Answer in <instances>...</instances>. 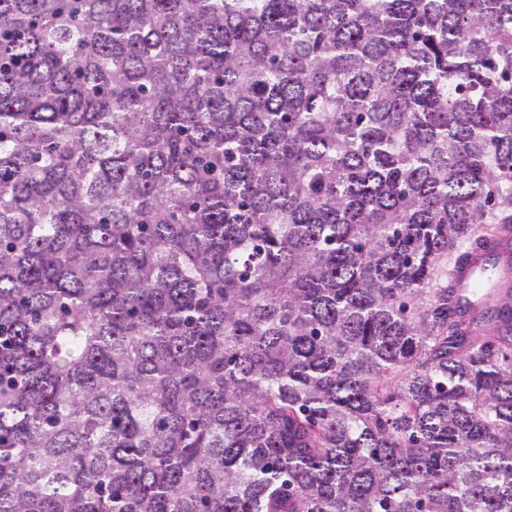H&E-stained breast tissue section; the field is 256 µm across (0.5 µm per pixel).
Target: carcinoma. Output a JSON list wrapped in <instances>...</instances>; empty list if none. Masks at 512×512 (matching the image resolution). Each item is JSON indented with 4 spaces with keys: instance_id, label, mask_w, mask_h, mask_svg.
Segmentation results:
<instances>
[{
    "instance_id": "cac0c4a2",
    "label": "carcinoma",
    "mask_w": 512,
    "mask_h": 512,
    "mask_svg": "<svg viewBox=\"0 0 512 512\" xmlns=\"http://www.w3.org/2000/svg\"><path fill=\"white\" fill-rule=\"evenodd\" d=\"M511 268L512 0H0V512H512ZM486 254L481 248L472 250L461 264L457 288L459 295L467 300H472L470 294L477 290L481 279L480 268Z\"/></svg>"
}]
</instances>
